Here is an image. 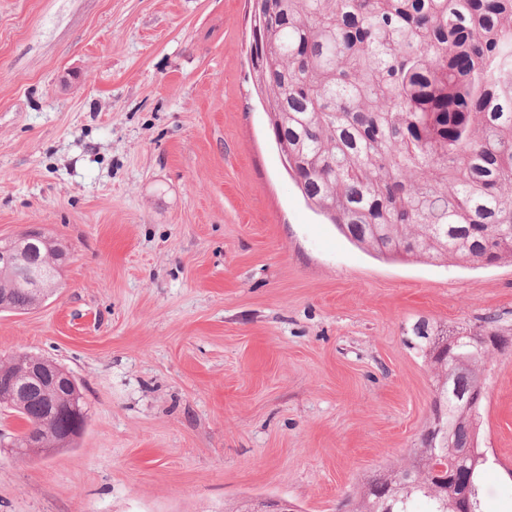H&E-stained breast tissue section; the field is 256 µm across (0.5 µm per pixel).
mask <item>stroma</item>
I'll list each match as a JSON object with an SVG mask.
<instances>
[{"label": "stroma", "instance_id": "stroma-1", "mask_svg": "<svg viewBox=\"0 0 512 512\" xmlns=\"http://www.w3.org/2000/svg\"><path fill=\"white\" fill-rule=\"evenodd\" d=\"M249 0H0V238L66 249L0 358L77 380L74 446L15 456L0 512H342L420 447L432 334L512 328V262L387 260L312 209L253 84ZM484 512H512V347L485 370Z\"/></svg>", "mask_w": 512, "mask_h": 512}]
</instances>
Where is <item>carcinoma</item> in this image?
<instances>
[{
	"label": "carcinoma",
	"mask_w": 512,
	"mask_h": 512,
	"mask_svg": "<svg viewBox=\"0 0 512 512\" xmlns=\"http://www.w3.org/2000/svg\"><path fill=\"white\" fill-rule=\"evenodd\" d=\"M253 78L271 116L275 142L288 149V172L320 214L358 247L387 259L512 260V0H254ZM498 318L446 336L414 334L429 346L433 418L447 431L426 436L383 474L358 485L351 512H379L377 491L398 496L396 512H453L448 492L425 476L430 452L468 449L465 480L481 512L484 470L477 421L457 424L476 388L484 355L475 338L504 335ZM457 364L450 388L441 370ZM0 408L35 422L44 445L64 435L76 409L89 413L79 387L58 393L51 380L28 403L0 388Z\"/></svg>",
	"instance_id": "carcinoma-1"
}]
</instances>
